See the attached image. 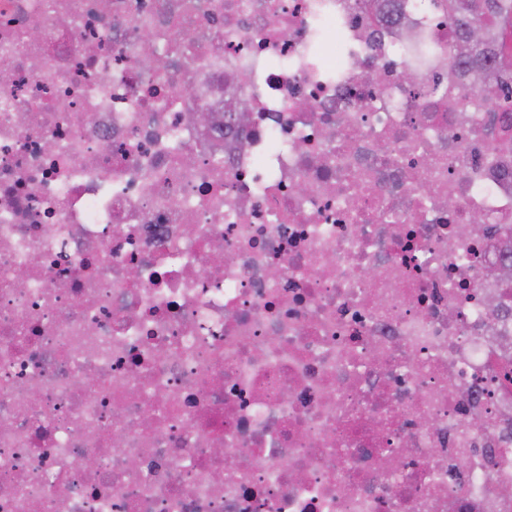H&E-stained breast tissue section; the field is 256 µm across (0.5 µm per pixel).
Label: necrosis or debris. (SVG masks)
Listing matches in <instances>:
<instances>
[{"label":"necrosis or debris","mask_w":512,"mask_h":512,"mask_svg":"<svg viewBox=\"0 0 512 512\" xmlns=\"http://www.w3.org/2000/svg\"><path fill=\"white\" fill-rule=\"evenodd\" d=\"M397 5L0 0V512H512V108Z\"/></svg>","instance_id":"necrosis-or-debris-1"}]
</instances>
